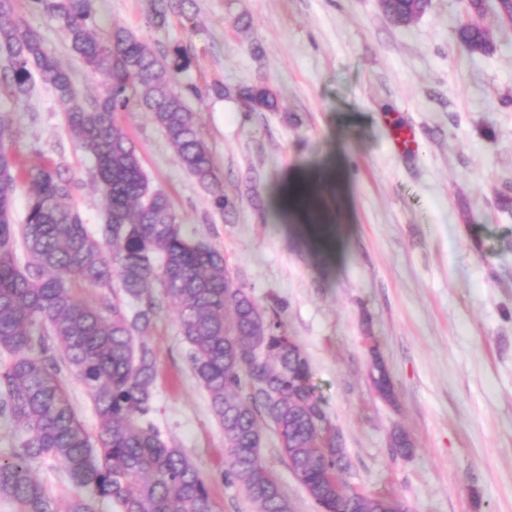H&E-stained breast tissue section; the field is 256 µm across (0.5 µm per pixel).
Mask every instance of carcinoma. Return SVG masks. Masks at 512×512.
Listing matches in <instances>:
<instances>
[{
  "instance_id": "obj_1",
  "label": "carcinoma",
  "mask_w": 512,
  "mask_h": 512,
  "mask_svg": "<svg viewBox=\"0 0 512 512\" xmlns=\"http://www.w3.org/2000/svg\"><path fill=\"white\" fill-rule=\"evenodd\" d=\"M53 13L84 64L110 77L104 94L82 98L40 33L0 0V47L7 64L0 81L14 101L30 97L33 76L48 81L66 112L76 147L94 162L104 202L98 235L73 203L79 181L52 163L25 166L12 150L7 113H0V419L10 425L13 450L0 458V500L20 512H96V499L116 512H215L209 483L193 460L149 419L154 411V351L148 343L163 305L176 309L188 359L224 431V478L258 512H292L288 494L262 459V426L319 512H405L389 494L361 492L336 481L350 463L336 428L309 387L303 348L288 336L278 312L263 310L232 283L224 254L189 238L167 195L152 187L134 142L118 123L137 109L165 132L182 167L230 207L210 149L178 76L190 59L164 55L131 30L116 26L108 41L92 32L93 0H31ZM192 0H152L159 24L187 16ZM428 0H382L390 21L408 28ZM469 15L454 34L470 53L495 49L478 23L484 0H467ZM237 96L251 112L276 108L265 88ZM32 191L23 223L13 220L19 190ZM81 285L99 292L91 303L73 297ZM370 378L383 399L393 397L387 370L371 348ZM82 384L97 416L91 435L60 378ZM50 460L79 490L60 506L33 464Z\"/></svg>"
}]
</instances>
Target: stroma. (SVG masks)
Listing matches in <instances>:
<instances>
[{
    "label": "stroma",
    "instance_id": "obj_1",
    "mask_svg": "<svg viewBox=\"0 0 512 512\" xmlns=\"http://www.w3.org/2000/svg\"><path fill=\"white\" fill-rule=\"evenodd\" d=\"M493 53L461 49L463 0H429L397 28L379 0H194L189 17L151 19L149 0H94L99 40L122 26L161 50L187 48L188 97L232 206L182 168L149 113L119 120L154 188L184 231L223 251L234 280L280 308L310 363V384L342 433L346 482L400 498L408 512H512V27L486 0ZM16 13L88 98L109 85L70 49L59 20L17 0ZM265 86L272 112L240 88ZM12 147L28 163L63 165L82 182L74 203L102 221L92 162L75 146L52 86L30 99L0 89ZM417 132L403 156L391 124ZM158 368L154 421L206 475L216 512H256L224 479V432L187 359L175 310L149 337ZM377 345L396 400L368 378ZM402 427L414 452H393ZM266 466L293 512L316 506L266 433ZM237 96L251 112L273 111L276 108L275 99L266 88H242L238 91Z\"/></svg>",
    "mask_w": 512,
    "mask_h": 512
}]
</instances>
